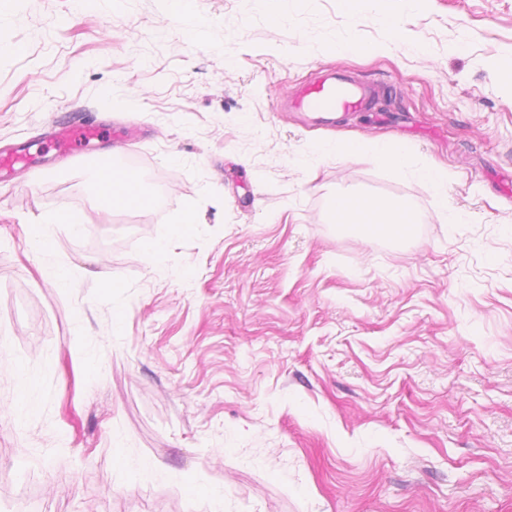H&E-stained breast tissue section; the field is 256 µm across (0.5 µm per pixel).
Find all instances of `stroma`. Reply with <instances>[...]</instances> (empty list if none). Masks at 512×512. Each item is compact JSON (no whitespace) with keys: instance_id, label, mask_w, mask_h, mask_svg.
I'll return each instance as SVG.
<instances>
[{"instance_id":"stroma-1","label":"stroma","mask_w":512,"mask_h":512,"mask_svg":"<svg viewBox=\"0 0 512 512\" xmlns=\"http://www.w3.org/2000/svg\"><path fill=\"white\" fill-rule=\"evenodd\" d=\"M188 11L201 38L166 0L0 17V152L46 155L0 180V512L24 491L40 512H210L198 485L224 512H512V83L493 77L512 0ZM326 69L379 87L372 111H289ZM79 122L98 137L50 153ZM339 132L448 169L447 208L366 148L316 152ZM106 154L141 168L152 209L100 207L76 159ZM345 191L405 202L413 234L331 223ZM70 206L86 226L54 228L63 292L26 226ZM188 210L196 231L149 265Z\"/></svg>"}]
</instances>
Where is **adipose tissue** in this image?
Listing matches in <instances>:
<instances>
[{
  "mask_svg": "<svg viewBox=\"0 0 512 512\" xmlns=\"http://www.w3.org/2000/svg\"><path fill=\"white\" fill-rule=\"evenodd\" d=\"M98 196L103 206L114 208L135 205L150 207L153 198L142 184L125 170L112 168L98 170L95 176ZM332 221L336 224L358 226L366 237L387 235L395 239L408 237L415 222L406 207L394 203H376L374 199L359 194H342L336 197L332 210ZM66 224L74 233H81L85 226L83 215H75L68 209H60L44 217L43 221L29 225L27 233L36 245L40 258H47L53 251L49 225Z\"/></svg>",
  "mask_w": 512,
  "mask_h": 512,
  "instance_id": "adipose-tissue-1",
  "label": "adipose tissue"
}]
</instances>
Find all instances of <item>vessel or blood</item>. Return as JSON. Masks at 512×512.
Listing matches in <instances>:
<instances>
[{
  "label": "vessel or blood",
  "instance_id": "b4317fda",
  "mask_svg": "<svg viewBox=\"0 0 512 512\" xmlns=\"http://www.w3.org/2000/svg\"><path fill=\"white\" fill-rule=\"evenodd\" d=\"M373 89L366 83L346 76L327 72L306 84L291 102L294 111L311 112L327 116L335 112H361L371 107ZM96 133L95 128L84 125H66L57 129L53 140L64 150L82 138Z\"/></svg>",
  "mask_w": 512,
  "mask_h": 512
}]
</instances>
